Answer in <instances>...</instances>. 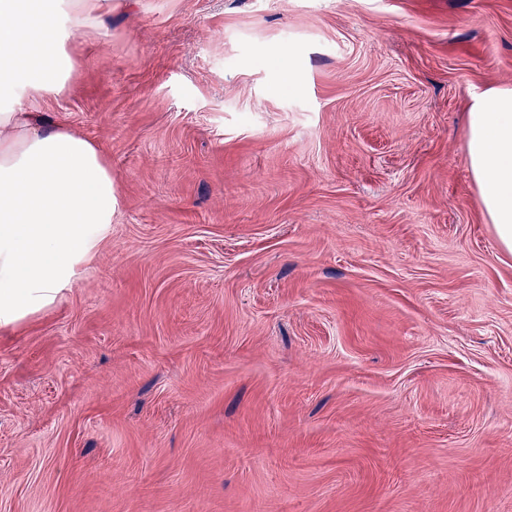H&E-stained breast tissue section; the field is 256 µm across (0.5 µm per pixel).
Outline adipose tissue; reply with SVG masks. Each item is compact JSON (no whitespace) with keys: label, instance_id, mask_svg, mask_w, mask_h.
Segmentation results:
<instances>
[{"label":"adipose tissue","instance_id":"ef3b65f1","mask_svg":"<svg viewBox=\"0 0 512 512\" xmlns=\"http://www.w3.org/2000/svg\"><path fill=\"white\" fill-rule=\"evenodd\" d=\"M104 23L98 0H0V327L53 304L112 223V167L49 121L45 94L74 64L66 20ZM467 158L500 247L512 254V86L473 98Z\"/></svg>","mask_w":512,"mask_h":512}]
</instances>
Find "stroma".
Here are the masks:
<instances>
[{"instance_id": "obj_1", "label": "stroma", "mask_w": 512, "mask_h": 512, "mask_svg": "<svg viewBox=\"0 0 512 512\" xmlns=\"http://www.w3.org/2000/svg\"><path fill=\"white\" fill-rule=\"evenodd\" d=\"M51 121L112 227L0 328V512H512V254L465 147L512 0H112Z\"/></svg>"}]
</instances>
